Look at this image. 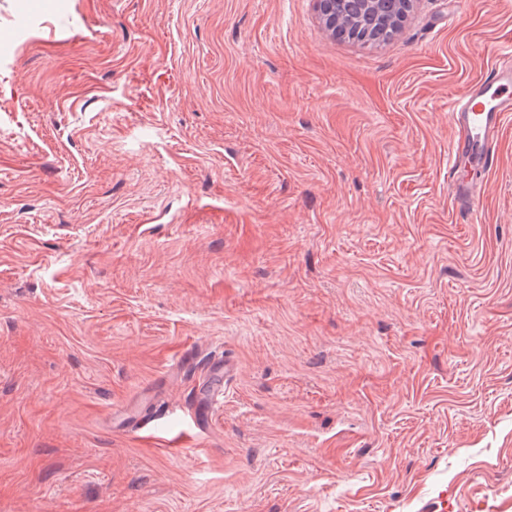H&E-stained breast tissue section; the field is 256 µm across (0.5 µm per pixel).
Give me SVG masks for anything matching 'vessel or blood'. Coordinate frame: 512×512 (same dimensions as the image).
Here are the masks:
<instances>
[{
  "instance_id": "obj_1",
  "label": "vessel or blood",
  "mask_w": 512,
  "mask_h": 512,
  "mask_svg": "<svg viewBox=\"0 0 512 512\" xmlns=\"http://www.w3.org/2000/svg\"><path fill=\"white\" fill-rule=\"evenodd\" d=\"M512 114V60L493 63L482 77L466 86L451 106L453 138L451 160L461 158L473 165L493 169L494 143L507 115ZM449 197L454 210L469 209L479 195L478 185L451 178Z\"/></svg>"
}]
</instances>
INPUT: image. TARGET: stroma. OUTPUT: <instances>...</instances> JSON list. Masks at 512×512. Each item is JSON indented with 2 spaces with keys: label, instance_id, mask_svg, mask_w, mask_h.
Segmentation results:
<instances>
[{
  "label": "stroma",
  "instance_id": "stroma-1",
  "mask_svg": "<svg viewBox=\"0 0 512 512\" xmlns=\"http://www.w3.org/2000/svg\"><path fill=\"white\" fill-rule=\"evenodd\" d=\"M0 512H512V117L469 211L448 102L512 0L385 41L315 0H0ZM184 452L121 429L186 346ZM448 191L453 210H467L476 196L480 195L481 184L475 185L459 177L456 178L455 172H453L448 184Z\"/></svg>",
  "mask_w": 512,
  "mask_h": 512
}]
</instances>
